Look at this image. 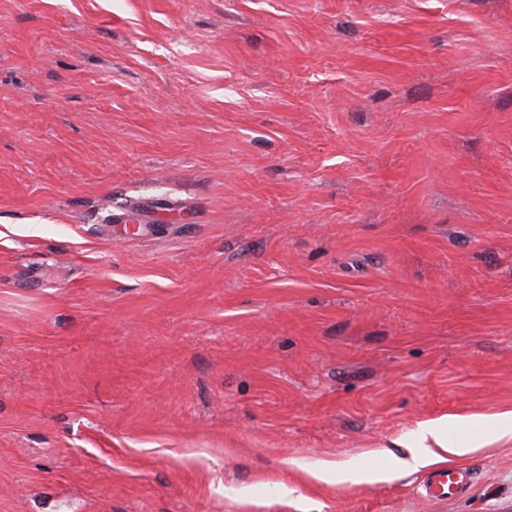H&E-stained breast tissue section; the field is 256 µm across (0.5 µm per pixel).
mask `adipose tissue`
<instances>
[{
	"mask_svg": "<svg viewBox=\"0 0 512 512\" xmlns=\"http://www.w3.org/2000/svg\"><path fill=\"white\" fill-rule=\"evenodd\" d=\"M459 420L445 416L419 424L409 442L414 452L409 460L403 461L402 469L416 470L438 462L441 452L461 455L473 448H484L503 440H512V411L469 418L473 433L467 438H457L452 434Z\"/></svg>",
	"mask_w": 512,
	"mask_h": 512,
	"instance_id": "adipose-tissue-1",
	"label": "adipose tissue"
}]
</instances>
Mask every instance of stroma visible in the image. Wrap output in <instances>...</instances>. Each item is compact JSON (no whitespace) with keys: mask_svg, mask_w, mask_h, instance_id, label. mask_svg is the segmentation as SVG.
Masks as SVG:
<instances>
[{"mask_svg":"<svg viewBox=\"0 0 512 512\" xmlns=\"http://www.w3.org/2000/svg\"><path fill=\"white\" fill-rule=\"evenodd\" d=\"M512 0H0V512H512ZM461 423L468 424L473 434L468 438H457L452 430ZM502 440H512V411L461 419L445 416L419 424L413 431L407 448H423L420 453H413L410 460L402 461L400 468L416 470L430 463L446 461L431 448H441L444 452L461 455L471 448H485ZM472 472L467 467L453 466L429 473L424 483V490L430 497H448L453 495L452 487L461 489L471 481Z\"/></svg>","mask_w":512,"mask_h":512,"instance_id":"1","label":"stroma"}]
</instances>
